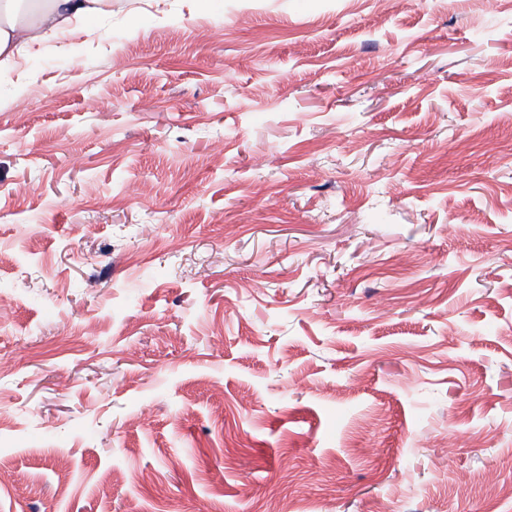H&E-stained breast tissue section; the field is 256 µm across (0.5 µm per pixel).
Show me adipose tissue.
I'll list each match as a JSON object with an SVG mask.
<instances>
[{"label":"adipose tissue","instance_id":"adipose-tissue-1","mask_svg":"<svg viewBox=\"0 0 512 512\" xmlns=\"http://www.w3.org/2000/svg\"><path fill=\"white\" fill-rule=\"evenodd\" d=\"M19 0H0V73L12 70L19 56L36 44L76 30L107 11L109 0H31L20 11Z\"/></svg>","mask_w":512,"mask_h":512}]
</instances>
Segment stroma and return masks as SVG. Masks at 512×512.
<instances>
[{"instance_id": "obj_1", "label": "stroma", "mask_w": 512, "mask_h": 512, "mask_svg": "<svg viewBox=\"0 0 512 512\" xmlns=\"http://www.w3.org/2000/svg\"><path fill=\"white\" fill-rule=\"evenodd\" d=\"M0 255V512H512V0H112Z\"/></svg>"}]
</instances>
